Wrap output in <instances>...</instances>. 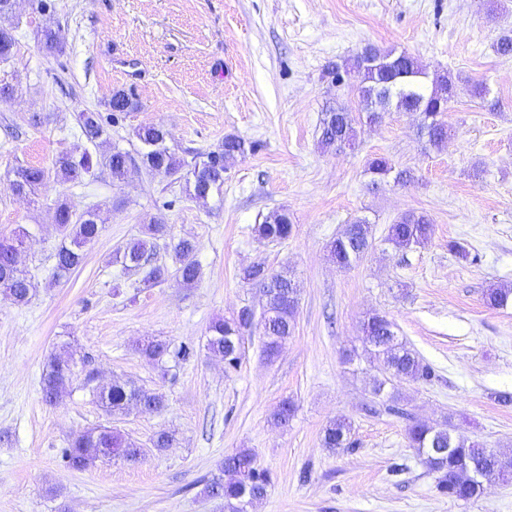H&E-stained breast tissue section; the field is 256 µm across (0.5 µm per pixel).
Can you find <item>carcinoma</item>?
<instances>
[{"label":"carcinoma","instance_id":"carcinoma-1","mask_svg":"<svg viewBox=\"0 0 512 512\" xmlns=\"http://www.w3.org/2000/svg\"><path fill=\"white\" fill-rule=\"evenodd\" d=\"M39 14L45 23L38 31L42 49L56 53L64 49L60 28L55 25V7L48 0H37ZM15 45L12 27L0 24V59H8ZM354 72L359 78L358 91L366 106V121L376 123L385 114L396 109L415 112L420 116V133L428 142L439 146L448 138V124L444 114L454 97V83L446 75L429 83L425 71L418 61L406 52L399 54L383 51L373 44L365 45L360 52L344 60L342 64L327 67L325 74L331 81L339 83L343 74ZM109 113L83 112L79 115L82 133L92 142L107 134L108 127L116 123L118 115L138 108L137 101L125 90L113 91L108 102ZM361 118L338 104L329 108L321 119L318 144L325 150L341 151L352 147L357 140L356 125ZM137 138L145 146L141 163L146 170L156 175L173 177L184 173L185 168L194 170L193 177H185L188 195L205 203L224 186L226 163L238 157L244 158L255 152V143L227 135L224 145L213 151L197 155L191 165L167 146L168 132L160 125L138 128ZM129 153L117 147L95 159L85 152L80 156L60 154L54 162L55 177L62 183H80L92 173L94 167L109 170L112 181L121 183L130 169ZM366 172L372 176L371 185L376 187L390 174L394 182L407 184L413 177L407 171L393 172L390 160L381 155L367 161ZM48 176L36 166H20L13 170L9 188L17 196L38 197L47 186ZM107 213L100 208H88L76 215L67 199H60L55 208V224L59 227L62 243L56 258L57 278H65L82 265L85 248L100 236ZM167 225L155 220L147 225L144 236L127 242L114 254L115 262L138 275L135 287L152 288L164 282L170 273H175L184 286L190 288L198 280L199 263L194 259L195 247L191 240L180 239L172 247L173 266L154 260L155 241L165 235ZM293 232V224L286 210H277L254 227L260 240L281 242ZM432 233V225L423 214H403L388 228L385 241L397 249H406L426 242ZM28 236L24 229L11 238L0 239V292L15 303L29 301L34 283L25 269L14 264L13 243L23 244ZM373 244L372 226L365 218H357L345 225L343 231L329 244L332 261L342 270L349 269ZM243 279L260 289L265 305L260 319L268 353L273 354L288 341L294 329L295 316L301 292L300 283L285 269L270 275L268 268L255 264L243 271ZM512 301V288H489L484 302L490 308L504 307ZM255 324V313L249 306L242 307L231 320L217 319L209 326L207 349L221 356L228 368L235 369L240 363V350L234 346L238 336H244ZM364 351L382 374L373 388L375 396L386 397L384 404L394 413H402L396 406L394 393H386V387L401 381H428L434 377V369L399 338L394 324L384 316L374 314L363 323ZM137 351L152 362H161L166 357L183 360L189 356L188 347H173L161 340H151L138 346ZM73 354L64 352L52 355L42 372L41 391L45 402L51 404L72 379ZM98 402L109 415L127 412L132 405H142L148 410H160L165 406V396L136 388L127 383L114 382L106 391L93 390ZM294 402L283 399L273 411V420L286 425L294 416ZM352 423L345 417L331 421L323 430L322 446L332 450H347L352 447ZM409 447L423 456L428 469L436 474V488L450 498L468 500L477 497L483 480L497 476L508 480L512 473V458L483 445L456 440L448 428L412 423L406 429ZM141 448L125 438L120 432L99 426L74 435L62 458L70 470H84L106 458L136 460ZM224 474L228 479L214 481L208 485V493L224 499L229 512H247V506L262 499L267 491V471L260 467L255 454L249 448H240L224 458Z\"/></svg>","mask_w":512,"mask_h":512}]
</instances>
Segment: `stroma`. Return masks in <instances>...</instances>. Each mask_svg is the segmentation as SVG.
<instances>
[{"instance_id":"35a3bbf8","label":"stroma","mask_w":512,"mask_h":512,"mask_svg":"<svg viewBox=\"0 0 512 512\" xmlns=\"http://www.w3.org/2000/svg\"><path fill=\"white\" fill-rule=\"evenodd\" d=\"M65 39L59 54L38 43L42 17L17 0L15 45L0 60V238L31 233L22 262L37 286L28 303L0 297V512H225L205 492L227 455L251 449L269 477L248 512H512V481H484L480 495L439 493L416 449L410 422L450 423L460 439L512 453V304L487 307V288H512V56L496 51L512 30V0H56ZM406 52L428 77L451 76L456 94L438 148L417 134L409 112L357 127L354 148L322 150L325 109L360 112L356 74L326 77L364 44ZM485 83L486 98L472 87ZM138 102L89 141L77 116L103 112L113 90ZM39 124H31L32 116ZM146 124L169 133L185 158L222 146L227 135L256 142L253 155L228 163L219 196L192 200L184 179L148 173L135 136ZM118 147L133 164L125 184L94 169L79 183L52 182L37 202L8 188L14 168L53 173L59 154L98 155ZM383 154L411 184L370 191L368 157ZM76 211L111 208L83 265L54 281L61 236L58 198ZM275 209L294 224L285 241L258 240L254 225ZM428 216L432 234L408 250L385 243L403 213ZM163 218L168 238L190 237L201 276H176L138 292L113 255ZM372 225V250L351 269L327 246L353 218ZM461 242L471 257L449 252ZM256 262L289 267L302 285L295 330L267 356L260 333L245 336L237 370L205 347L208 327L244 306L261 310L242 269ZM379 313L430 364L435 378L396 386L402 415L374 403L376 368L363 354L361 324ZM148 337L193 352L160 369L137 351ZM70 345L87 355L100 383L115 379L163 392L158 411L108 416L75 374L57 404L42 399L49 356ZM297 412L275 424L279 401ZM352 423L353 448L332 451L320 438L329 422ZM109 426L142 450L138 460L105 459L84 471L60 461L80 431ZM176 434L156 450L160 430Z\"/></svg>"}]
</instances>
